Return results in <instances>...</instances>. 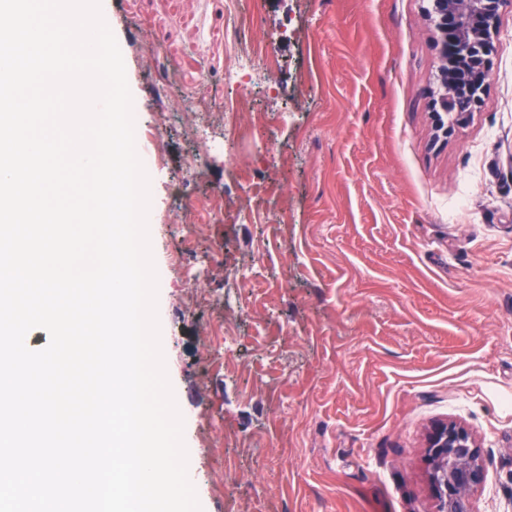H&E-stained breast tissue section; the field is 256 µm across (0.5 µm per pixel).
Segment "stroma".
<instances>
[{
  "instance_id": "obj_1",
  "label": "stroma",
  "mask_w": 512,
  "mask_h": 512,
  "mask_svg": "<svg viewBox=\"0 0 512 512\" xmlns=\"http://www.w3.org/2000/svg\"><path fill=\"white\" fill-rule=\"evenodd\" d=\"M428 3L104 0L202 512H437L440 421L512 512V0L444 143Z\"/></svg>"
}]
</instances>
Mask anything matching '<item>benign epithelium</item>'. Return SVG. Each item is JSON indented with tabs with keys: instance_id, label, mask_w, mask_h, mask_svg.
Returning <instances> with one entry per match:
<instances>
[{
	"instance_id": "1",
	"label": "benign epithelium",
	"mask_w": 512,
	"mask_h": 512,
	"mask_svg": "<svg viewBox=\"0 0 512 512\" xmlns=\"http://www.w3.org/2000/svg\"><path fill=\"white\" fill-rule=\"evenodd\" d=\"M506 0H432L435 41L439 46L441 111L435 113L441 135L450 134L480 102L490 77V56ZM465 42L470 54L448 73L456 45ZM427 463L437 512H473L472 496L484 485L481 449L461 426L438 423L427 435Z\"/></svg>"
}]
</instances>
